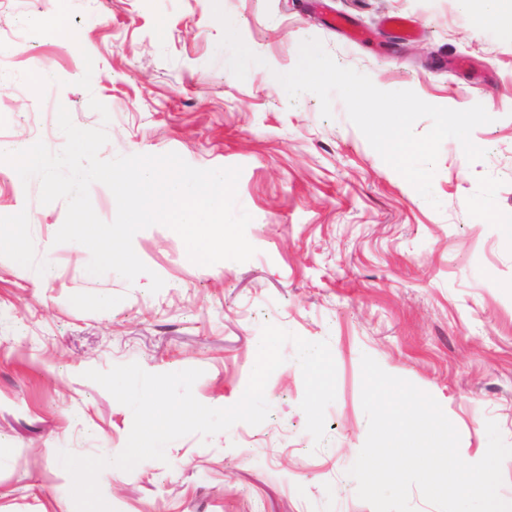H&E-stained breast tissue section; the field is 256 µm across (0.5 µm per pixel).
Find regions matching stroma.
Masks as SVG:
<instances>
[{
    "instance_id": "35a3bbf8",
    "label": "stroma",
    "mask_w": 512,
    "mask_h": 512,
    "mask_svg": "<svg viewBox=\"0 0 512 512\" xmlns=\"http://www.w3.org/2000/svg\"><path fill=\"white\" fill-rule=\"evenodd\" d=\"M470 0H0V143L65 140L57 108L83 129L105 126L99 155L178 153L197 168L241 167L237 205L255 255L193 263L173 230L133 239L148 268L134 282L88 277L87 248L55 244L65 201H39L0 162V225L25 216L28 258L0 242V512H75L68 450L113 457L131 410L85 378L135 362L150 373L201 369L202 404L241 398L264 324L327 341L336 397L315 445L300 408L296 350L269 377L270 414L209 437L171 442L165 461L101 473L114 512H374L348 474L368 422L361 359L431 394L483 457L487 421L512 446V34L475 28ZM63 14V30L35 26ZM364 32L349 40L333 25ZM391 17L409 19L399 38ZM319 39L341 66L384 91L410 90L451 109L482 104L472 133L484 160L441 146L429 204L351 123L341 100L323 118L311 93L283 96L301 41ZM92 58L90 89L78 81ZM48 72L31 88L34 68ZM109 110L102 123L89 107ZM165 282L151 292L150 276Z\"/></svg>"
}]
</instances>
